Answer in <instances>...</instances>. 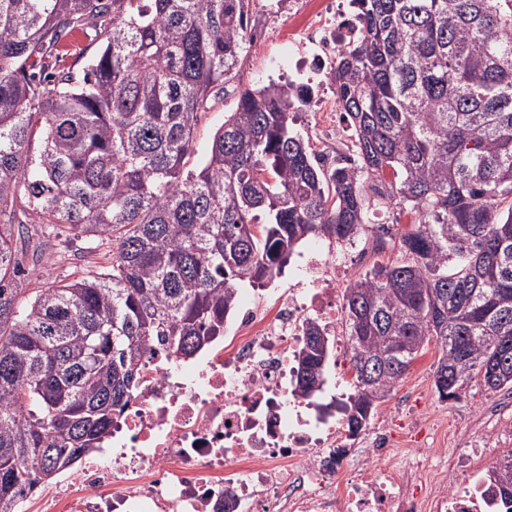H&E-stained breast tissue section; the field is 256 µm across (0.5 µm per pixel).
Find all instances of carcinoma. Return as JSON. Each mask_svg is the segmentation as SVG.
<instances>
[{"instance_id": "1", "label": "carcinoma", "mask_w": 512, "mask_h": 512, "mask_svg": "<svg viewBox=\"0 0 512 512\" xmlns=\"http://www.w3.org/2000/svg\"><path fill=\"white\" fill-rule=\"evenodd\" d=\"M249 0H0V512L102 447L151 343L185 357L224 335L308 237L348 242L389 206L416 216L407 260L346 288L351 434L428 344L434 389L512 387V0H355L361 36L333 81L353 167H323L289 83L231 87ZM99 44L81 77L48 72L65 38ZM234 94L203 157L201 112ZM57 224L114 240L105 272L28 292ZM306 325L297 389L324 384ZM512 504V453L488 470Z\"/></svg>"}]
</instances>
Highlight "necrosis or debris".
Returning <instances> with one entry per match:
<instances>
[{
	"label": "necrosis or debris",
	"instance_id": "4bbe7bcc",
	"mask_svg": "<svg viewBox=\"0 0 512 512\" xmlns=\"http://www.w3.org/2000/svg\"><path fill=\"white\" fill-rule=\"evenodd\" d=\"M287 15L291 83L318 122L310 139L329 166L353 164L331 82L339 49L360 33L352 0H277ZM304 256L307 286L237 301L239 323L199 361L153 345L140 382L113 415L102 447L24 502L22 512H484L483 489L467 479L491 456V436L464 457L434 449L415 466L393 462L397 422L380 419L350 436L325 414L326 397L296 391V358L308 321L337 336V302L349 271L391 241Z\"/></svg>",
	"mask_w": 512,
	"mask_h": 512
}]
</instances>
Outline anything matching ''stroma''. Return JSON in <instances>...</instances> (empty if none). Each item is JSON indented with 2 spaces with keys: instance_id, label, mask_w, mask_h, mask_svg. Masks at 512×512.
<instances>
[{
  "instance_id": "35a3bbf8",
  "label": "stroma",
  "mask_w": 512,
  "mask_h": 512,
  "mask_svg": "<svg viewBox=\"0 0 512 512\" xmlns=\"http://www.w3.org/2000/svg\"><path fill=\"white\" fill-rule=\"evenodd\" d=\"M287 24L272 21L270 38L262 48L246 47L233 80L234 85L251 88L278 78L288 71ZM113 246L108 240L78 234L59 225L50 237L41 262L49 280L71 281L86 270H104L112 263ZM438 359L435 347H427L411 364L403 380L383 402V410L396 414L399 434H407L416 420H424L436 437L437 446L451 448L468 436L494 427H512V390H486L479 379H472L461 399L439 400L433 386Z\"/></svg>"
}]
</instances>
